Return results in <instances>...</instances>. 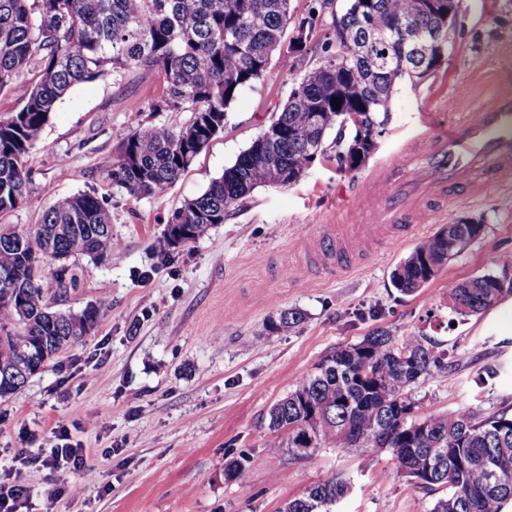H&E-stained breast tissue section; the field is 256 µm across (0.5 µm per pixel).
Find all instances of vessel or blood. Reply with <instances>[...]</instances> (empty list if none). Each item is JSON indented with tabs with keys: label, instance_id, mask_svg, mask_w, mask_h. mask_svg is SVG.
I'll return each instance as SVG.
<instances>
[{
	"label": "vessel or blood",
	"instance_id": "vessel-or-blood-1",
	"mask_svg": "<svg viewBox=\"0 0 512 512\" xmlns=\"http://www.w3.org/2000/svg\"><path fill=\"white\" fill-rule=\"evenodd\" d=\"M512 179V90L491 95L472 117L431 126L363 181L359 206L369 221L320 224L303 240L319 273L334 277L371 258L382 243L413 238L427 215L445 211L448 196H469Z\"/></svg>",
	"mask_w": 512,
	"mask_h": 512
}]
</instances>
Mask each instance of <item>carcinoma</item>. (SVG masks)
Wrapping results in <instances>:
<instances>
[{
    "mask_svg": "<svg viewBox=\"0 0 512 512\" xmlns=\"http://www.w3.org/2000/svg\"><path fill=\"white\" fill-rule=\"evenodd\" d=\"M458 0H348L334 21L326 61L302 78L282 110L206 191L185 201L166 229L186 245L243 206L258 187L298 182L329 153L342 164V138L350 114L380 128L389 120L399 81L421 77L438 65L435 45L448 36V8ZM316 11L295 26L290 0H0V91L16 89L22 106L0 115V214L25 202L31 184L26 159L58 103L76 85L112 72L156 70L166 89L156 112H188L176 128L120 134L121 150L107 170L118 189L141 199L160 196L192 166L200 151L224 130L238 94L262 80L273 55L301 50L311 39ZM395 22L426 33L428 54L401 56L403 32L384 43L371 32ZM40 80H16L32 63ZM341 100L338 109L332 99ZM337 128L327 141L328 130ZM482 224H453L420 242L396 266L393 286L410 294L429 283L448 260L476 241ZM112 217L105 202L79 193L51 203L26 232L0 225V399L14 395L32 371L18 365L53 360L56 343L88 335L99 314L50 310L41 284L43 264L56 253L112 256ZM502 295L497 276L475 277L448 288L450 309L476 315ZM303 320L285 311L268 334ZM448 359L438 343L416 332L400 337L376 330L357 344L320 361L269 411V429L283 435L271 447L294 457L301 432L316 446L352 448L373 443L389 449L394 468L422 488L448 489L432 512H505L512 503V416H478L462 410L429 413L418 421L411 390ZM349 485L330 479L288 500V512H328Z\"/></svg>",
    "mask_w": 512,
    "mask_h": 512,
    "instance_id": "1",
    "label": "carcinoma"
}]
</instances>
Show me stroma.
<instances>
[{"instance_id": "1", "label": "stroma", "mask_w": 512, "mask_h": 512, "mask_svg": "<svg viewBox=\"0 0 512 512\" xmlns=\"http://www.w3.org/2000/svg\"><path fill=\"white\" fill-rule=\"evenodd\" d=\"M332 0L304 51L273 59L264 80L244 89L222 132L161 196L120 192L106 169L121 133L176 127L185 112H157L165 89L157 71L107 75L73 88L58 104L27 157L26 202L0 216L19 228L38 223L52 200L78 193L102 198L112 214L121 259L73 257L66 271L44 264L52 310L96 308L91 333L64 349L0 405V486L21 489L19 512H278L317 483L343 478L350 489L332 512H431L442 488L422 489L392 470L388 451L320 447L302 459L273 449L270 407L337 348L377 329L419 331L455 356L412 389L421 412L472 410L512 415V293L473 316L448 307V287L498 273L512 253V186L470 199L452 196L417 237L462 218L482 220V236L412 294L390 274L412 250L405 243L341 276H301L300 239L345 208L363 178L432 123L478 111L498 85L512 87V0H460L453 48L430 75L401 81L373 154L355 172L315 162L295 184L261 187L195 241L169 248L163 230L175 209L201 195L270 124L292 89L326 57ZM303 315L295 328L268 334L281 311ZM493 382L479 384L486 368ZM81 445L89 470L42 466L52 429ZM249 458L246 480L224 476Z\"/></svg>"}]
</instances>
